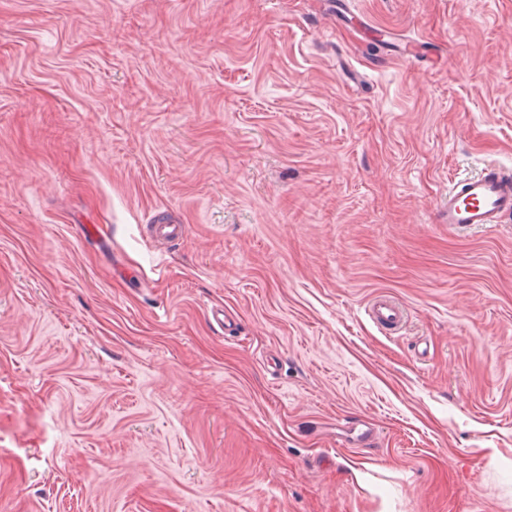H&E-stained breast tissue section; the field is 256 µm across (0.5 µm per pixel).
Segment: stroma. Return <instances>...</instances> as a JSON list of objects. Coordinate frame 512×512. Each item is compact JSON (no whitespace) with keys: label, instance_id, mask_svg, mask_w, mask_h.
Here are the masks:
<instances>
[{"label":"stroma","instance_id":"1","mask_svg":"<svg viewBox=\"0 0 512 512\" xmlns=\"http://www.w3.org/2000/svg\"><path fill=\"white\" fill-rule=\"evenodd\" d=\"M490 162L512 0H0V512H512ZM512 215V174L487 166L473 177L455 181L448 188V227L479 225L494 228ZM367 314L374 324L387 330L400 329L407 318L405 309L386 294L378 295L370 302Z\"/></svg>","mask_w":512,"mask_h":512}]
</instances>
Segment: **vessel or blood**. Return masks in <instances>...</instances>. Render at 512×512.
Wrapping results in <instances>:
<instances>
[{"label": "vessel or blood", "instance_id": "vessel-or-blood-1", "mask_svg": "<svg viewBox=\"0 0 512 512\" xmlns=\"http://www.w3.org/2000/svg\"><path fill=\"white\" fill-rule=\"evenodd\" d=\"M511 216L512 173L499 166H487L481 174L457 180L448 189V226L493 228ZM367 314L374 324L387 330L400 329L407 318L404 308L386 294L370 302Z\"/></svg>", "mask_w": 512, "mask_h": 512}]
</instances>
